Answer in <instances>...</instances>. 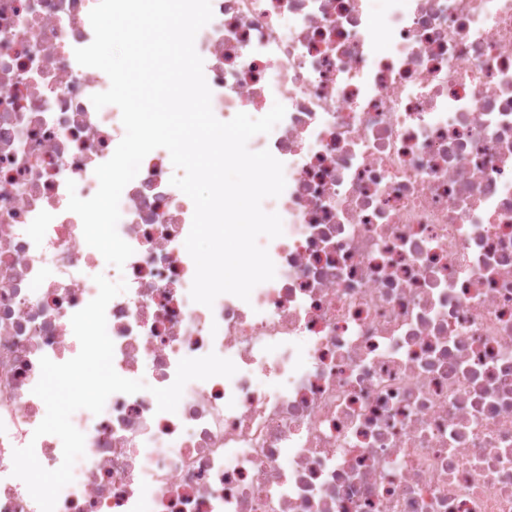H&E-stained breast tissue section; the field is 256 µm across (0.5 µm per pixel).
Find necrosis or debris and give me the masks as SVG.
Masks as SVG:
<instances>
[{"instance_id":"4bbe7bcc","label":"necrosis or debris","mask_w":512,"mask_h":512,"mask_svg":"<svg viewBox=\"0 0 512 512\" xmlns=\"http://www.w3.org/2000/svg\"><path fill=\"white\" fill-rule=\"evenodd\" d=\"M97 0H0V512L34 445L40 359L80 344L98 293L70 194L125 135L77 63ZM195 39L214 115L283 120L252 139L284 167L283 233L249 300L190 296L191 199L151 151L121 195L134 250L106 308L113 366L146 390L84 413L55 512H512V0H211ZM75 192H68V182ZM230 359L186 384L181 359Z\"/></svg>"}]
</instances>
